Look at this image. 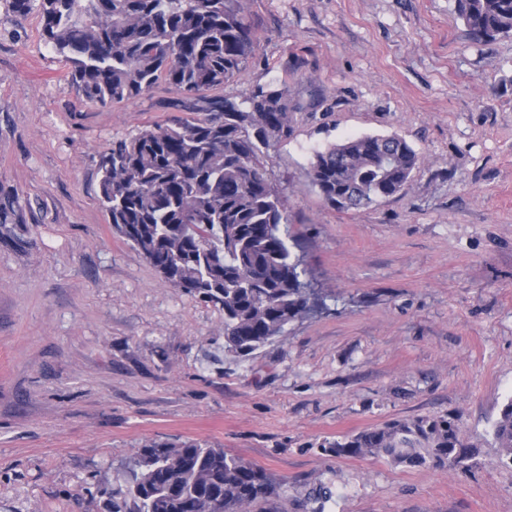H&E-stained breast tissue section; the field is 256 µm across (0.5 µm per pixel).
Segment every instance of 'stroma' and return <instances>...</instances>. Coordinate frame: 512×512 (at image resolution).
Masks as SVG:
<instances>
[{"instance_id": "35a3bbf8", "label": "stroma", "mask_w": 512, "mask_h": 512, "mask_svg": "<svg viewBox=\"0 0 512 512\" xmlns=\"http://www.w3.org/2000/svg\"><path fill=\"white\" fill-rule=\"evenodd\" d=\"M260 44L223 94L286 90L294 133L265 167L327 310L240 361L224 313L165 283L99 201L113 141L182 114L159 83L79 94L38 11L0 0V512H96L152 441L266 469L264 512H512L491 430L512 400V35L472 37L455 0H244ZM403 137L406 192L327 206L315 151ZM451 413L468 470L337 457L323 440ZM81 505H74V497Z\"/></svg>"}]
</instances>
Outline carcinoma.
I'll return each instance as SVG.
<instances>
[{
    "label": "carcinoma",
    "instance_id": "obj_1",
    "mask_svg": "<svg viewBox=\"0 0 512 512\" xmlns=\"http://www.w3.org/2000/svg\"><path fill=\"white\" fill-rule=\"evenodd\" d=\"M13 4L21 15L39 8L46 42L86 100L130 101L162 81L193 98L191 115L112 144L100 203L166 283L224 311L225 350L246 358L326 307L291 250L288 211L264 169L269 148L293 131L285 91L219 94L257 46L243 0ZM456 11L477 39L512 34V0H456ZM419 164L404 138L362 135L315 152L309 176L327 206L348 211L405 192ZM492 438L512 462V401ZM321 449L407 469H467L477 454L448 413L392 419ZM275 490L265 469L221 446L152 442L124 486L97 490V512H245Z\"/></svg>",
    "mask_w": 512,
    "mask_h": 512
}]
</instances>
